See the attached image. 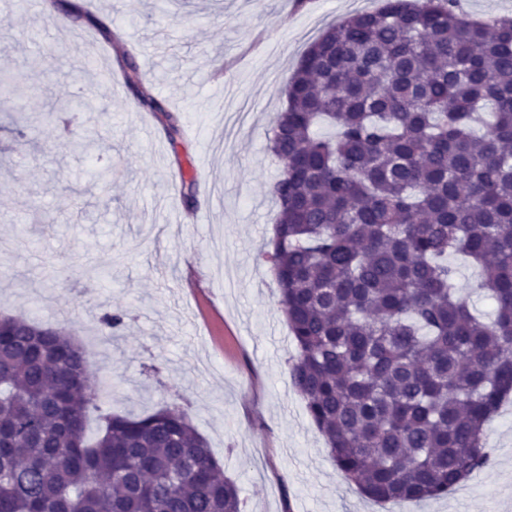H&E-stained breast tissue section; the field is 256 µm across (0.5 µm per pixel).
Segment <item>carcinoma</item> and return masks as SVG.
<instances>
[{"instance_id": "1", "label": "carcinoma", "mask_w": 512, "mask_h": 512, "mask_svg": "<svg viewBox=\"0 0 512 512\" xmlns=\"http://www.w3.org/2000/svg\"><path fill=\"white\" fill-rule=\"evenodd\" d=\"M130 87L176 142L179 116ZM28 90L1 49L0 99ZM282 92L258 257L295 342L292 385L364 496H445L488 464L485 428L512 393V18L382 0L324 29ZM457 254L480 268L466 290ZM88 368L66 327L3 317L0 512H243L187 412L106 410Z\"/></svg>"}]
</instances>
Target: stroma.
I'll return each instance as SVG.
<instances>
[{
  "label": "stroma",
  "instance_id": "obj_1",
  "mask_svg": "<svg viewBox=\"0 0 512 512\" xmlns=\"http://www.w3.org/2000/svg\"><path fill=\"white\" fill-rule=\"evenodd\" d=\"M380 0H0V47L32 92L0 103V313L66 327L111 383L113 411H186L244 512H394L348 483L291 384L295 345L276 305L262 134L308 45ZM132 51L142 86L182 121L170 142L86 15ZM92 99L93 116L52 101ZM152 133L144 135L142 124ZM119 164L108 183L97 170ZM195 180L172 196L171 172ZM208 297L197 308L193 290ZM126 313L114 336L97 319ZM491 459L447 496L403 512H512V405L486 429Z\"/></svg>",
  "mask_w": 512,
  "mask_h": 512
}]
</instances>
